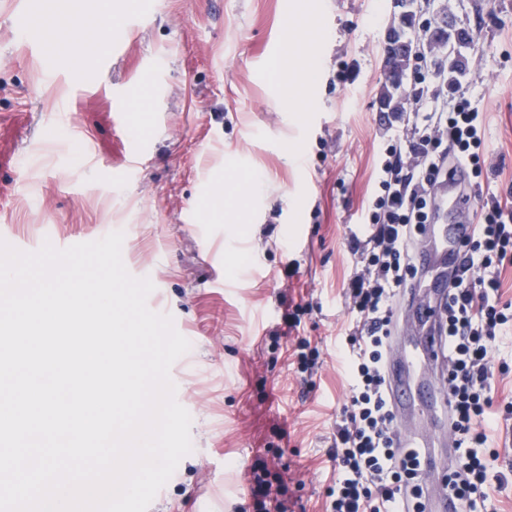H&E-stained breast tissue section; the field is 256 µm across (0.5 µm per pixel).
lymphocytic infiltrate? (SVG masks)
<instances>
[{"instance_id": "1", "label": "lymphocytic infiltrate", "mask_w": 512, "mask_h": 512, "mask_svg": "<svg viewBox=\"0 0 512 512\" xmlns=\"http://www.w3.org/2000/svg\"><path fill=\"white\" fill-rule=\"evenodd\" d=\"M486 118L467 93L412 115L411 129L390 137L380 157L377 192L365 208L367 239L350 238L361 267L344 296L356 321L339 348L350 379L333 439L336 481L327 489L331 512H426L421 449L401 448L388 407L384 367L401 288L414 275L412 244L429 220L436 183L456 166L483 174ZM479 220L443 309L448 350V409L458 460L445 486L461 512H489L499 475L484 453L497 414L512 415V398H496L492 352L512 333V300L502 276L512 269V200L479 195ZM250 496L258 512H291L288 486L273 482L255 461Z\"/></svg>"}]
</instances>
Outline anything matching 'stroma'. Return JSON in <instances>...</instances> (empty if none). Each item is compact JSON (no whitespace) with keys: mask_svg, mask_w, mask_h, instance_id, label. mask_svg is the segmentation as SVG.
Listing matches in <instances>:
<instances>
[{"mask_svg":"<svg viewBox=\"0 0 512 512\" xmlns=\"http://www.w3.org/2000/svg\"><path fill=\"white\" fill-rule=\"evenodd\" d=\"M395 0H29L38 22L106 20L123 48L97 66L88 31L54 58L29 49L16 0H0V239L23 251L124 234L122 260L149 278L190 350L171 367L193 450L148 512H255L256 452L287 474L301 512H327L336 419L349 384L336 347L353 316L347 244L376 191L391 136L379 112ZM419 26L453 17L470 36L462 90L486 114L483 188L512 191V0H418ZM317 54L309 109L280 103ZM161 57L162 94L149 65ZM38 168L21 165L47 125ZM148 155L125 179L131 139ZM211 232L203 249L182 224ZM226 285L212 287L216 276ZM299 317L296 330L285 323ZM317 345L314 372L296 341ZM496 512H512V419L490 437Z\"/></svg>","mask_w":512,"mask_h":512,"instance_id":"1","label":"stroma"}]
</instances>
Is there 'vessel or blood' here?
<instances>
[{
	"mask_svg": "<svg viewBox=\"0 0 512 512\" xmlns=\"http://www.w3.org/2000/svg\"><path fill=\"white\" fill-rule=\"evenodd\" d=\"M118 49L108 28L99 26L93 39L84 42L82 53L99 63L106 51ZM468 183L467 170L459 167L434 190L430 222L414 247L419 267L416 285L396 299L399 309L412 314L417 326L413 335L396 333L385 367L399 444L423 449L421 466L428 474L436 468L434 443H456L447 390L437 383L436 367L445 360L437 319L457 277L464 245L474 232V201Z\"/></svg>",
	"mask_w": 512,
	"mask_h": 512,
	"instance_id": "obj_1",
	"label": "vessel or blood"
}]
</instances>
